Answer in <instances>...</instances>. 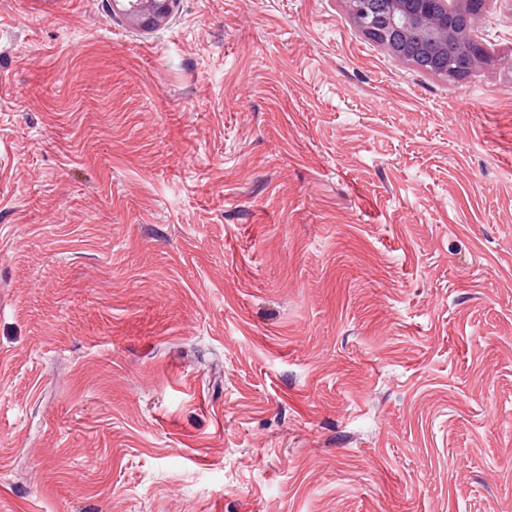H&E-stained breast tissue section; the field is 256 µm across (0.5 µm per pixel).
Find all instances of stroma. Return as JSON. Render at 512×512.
I'll return each mask as SVG.
<instances>
[{
	"instance_id": "obj_1",
	"label": "stroma",
	"mask_w": 512,
	"mask_h": 512,
	"mask_svg": "<svg viewBox=\"0 0 512 512\" xmlns=\"http://www.w3.org/2000/svg\"><path fill=\"white\" fill-rule=\"evenodd\" d=\"M471 36L0 0V512H512V0Z\"/></svg>"
}]
</instances>
